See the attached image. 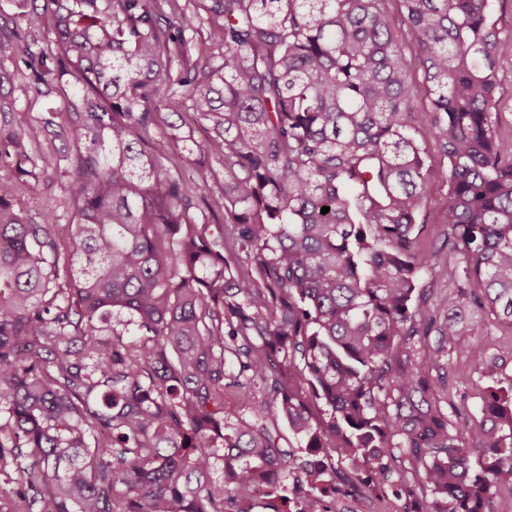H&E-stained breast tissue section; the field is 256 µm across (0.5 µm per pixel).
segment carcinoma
Segmentation results:
<instances>
[{
    "mask_svg": "<svg viewBox=\"0 0 512 512\" xmlns=\"http://www.w3.org/2000/svg\"><path fill=\"white\" fill-rule=\"evenodd\" d=\"M396 2L207 0L217 53L192 64L180 0H47L55 50L0 61V512H289L304 489V512H331L327 488L398 468L402 512L425 493L427 512H512V345L472 355L495 388L469 442L434 397L467 316L512 327V36L491 0ZM20 40L0 11V50ZM413 59L446 168L416 137ZM19 71L65 123L16 104ZM44 132L69 247L53 212L15 208ZM181 144L219 161L220 195L190 190ZM439 181L448 233L423 252ZM450 258L426 310L420 281ZM500 131L503 139L512 141V59L503 60L498 68Z\"/></svg>",
    "mask_w": 512,
    "mask_h": 512,
    "instance_id": "obj_1",
    "label": "carcinoma"
}]
</instances>
